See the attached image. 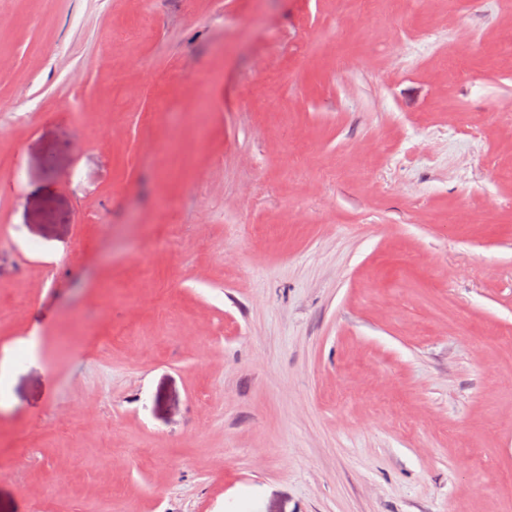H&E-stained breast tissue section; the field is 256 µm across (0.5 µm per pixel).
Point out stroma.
<instances>
[{"label": "stroma", "instance_id": "1", "mask_svg": "<svg viewBox=\"0 0 512 512\" xmlns=\"http://www.w3.org/2000/svg\"><path fill=\"white\" fill-rule=\"evenodd\" d=\"M0 157V512H512V0H0Z\"/></svg>", "mask_w": 512, "mask_h": 512}]
</instances>
